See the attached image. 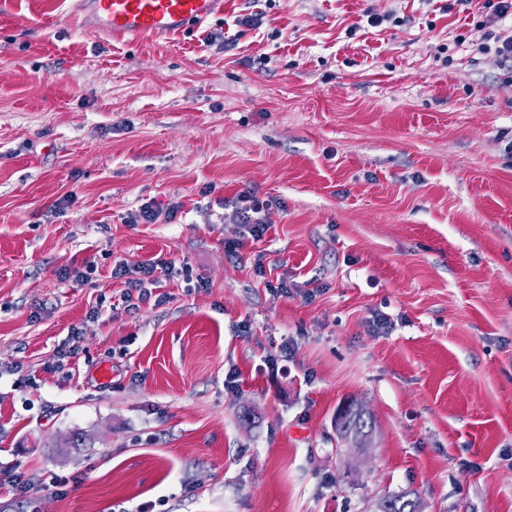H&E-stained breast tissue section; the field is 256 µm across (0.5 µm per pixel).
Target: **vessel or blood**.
I'll return each instance as SVG.
<instances>
[{"instance_id":"obj_1","label":"vessel or blood","mask_w":512,"mask_h":512,"mask_svg":"<svg viewBox=\"0 0 512 512\" xmlns=\"http://www.w3.org/2000/svg\"><path fill=\"white\" fill-rule=\"evenodd\" d=\"M224 0H74L75 18L112 40L187 32L222 12Z\"/></svg>"}]
</instances>
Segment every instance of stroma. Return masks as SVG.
<instances>
[{"label":"stroma","instance_id":"stroma-1","mask_svg":"<svg viewBox=\"0 0 512 512\" xmlns=\"http://www.w3.org/2000/svg\"><path fill=\"white\" fill-rule=\"evenodd\" d=\"M245 2L115 45L0 0V512H512V69L445 0H269L225 49ZM157 260L191 281L126 313ZM272 199H260L254 191H242L231 199H225L224 221L229 224H238L240 228V240L260 239L267 232L269 223L266 220V212L272 208ZM157 273L168 278L177 276L188 278L190 269L187 263H180L179 267H177L176 261L170 260L153 263H137L133 265L121 264L115 268V270H112V275L115 277H127L125 281L127 288L122 296V302L126 304L124 308L127 311L136 309L138 306V304L132 303L133 291L138 293V302H145L150 299L152 292L147 285L154 286L158 284L160 280ZM357 413L360 420L355 425H350L345 422L346 415L349 413ZM338 417H341L340 422H335L336 437L341 441L347 443V448H359L364 450L369 448L372 438V430L366 425L368 419L367 412L364 408L353 402H346L339 411Z\"/></svg>","mask_w":512,"mask_h":512}]
</instances>
